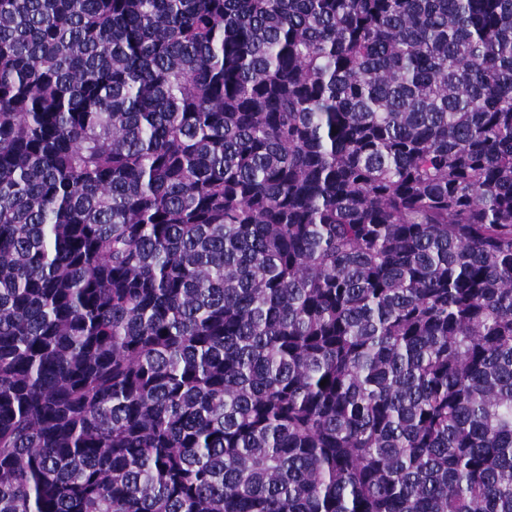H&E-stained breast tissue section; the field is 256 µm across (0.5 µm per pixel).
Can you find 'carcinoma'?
<instances>
[{"label": "carcinoma", "instance_id": "1", "mask_svg": "<svg viewBox=\"0 0 512 512\" xmlns=\"http://www.w3.org/2000/svg\"><path fill=\"white\" fill-rule=\"evenodd\" d=\"M0 512H512V0H0Z\"/></svg>", "mask_w": 512, "mask_h": 512}]
</instances>
